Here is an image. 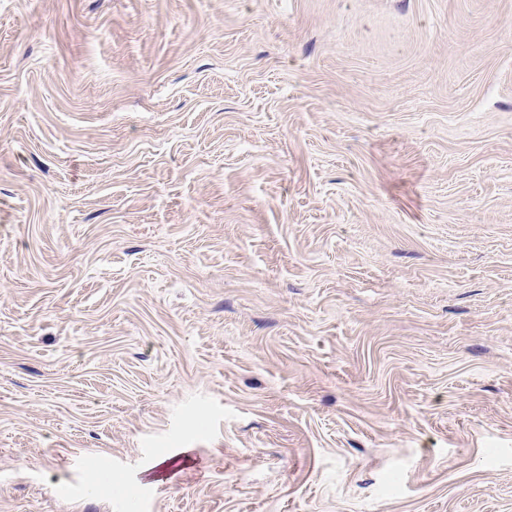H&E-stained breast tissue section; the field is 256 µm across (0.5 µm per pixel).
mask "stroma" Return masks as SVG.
<instances>
[{
    "instance_id": "1",
    "label": "stroma",
    "mask_w": 512,
    "mask_h": 512,
    "mask_svg": "<svg viewBox=\"0 0 512 512\" xmlns=\"http://www.w3.org/2000/svg\"><path fill=\"white\" fill-rule=\"evenodd\" d=\"M0 512H512V0H0Z\"/></svg>"
}]
</instances>
